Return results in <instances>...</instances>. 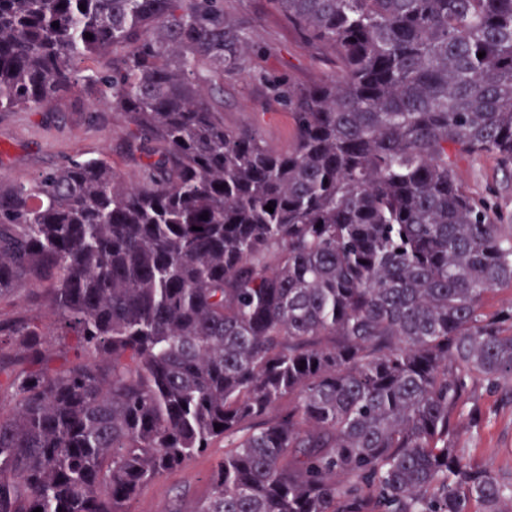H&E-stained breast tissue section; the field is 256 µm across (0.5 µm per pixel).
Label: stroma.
<instances>
[{"mask_svg":"<svg viewBox=\"0 0 512 512\" xmlns=\"http://www.w3.org/2000/svg\"><path fill=\"white\" fill-rule=\"evenodd\" d=\"M224 10L244 23L249 47L246 72L225 78L224 92L216 101L224 111V124L231 129L253 125L268 145L287 148L292 121L287 109L274 100L271 81L328 80L336 73V57L331 49L307 42L274 0H224ZM95 115L96 108L88 100L77 108L46 104L23 112H1L0 182H29L41 171L64 165L79 151L110 157L117 173L132 179L142 159L126 148V119L114 113L101 123ZM457 172L474 194L496 191L503 211L512 214V179L494 156L460 157ZM469 403L482 418L472 426L466 416H458L460 454L497 473L512 474V398L475 381L469 385ZM223 456L224 447L219 444L205 455L186 459L145 485L131 512H170L181 502L205 497L209 474Z\"/></svg>","mask_w":512,"mask_h":512,"instance_id":"1","label":"stroma"}]
</instances>
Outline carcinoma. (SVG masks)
<instances>
[{"instance_id":"carcinoma-1","label":"carcinoma","mask_w":512,"mask_h":512,"mask_svg":"<svg viewBox=\"0 0 512 512\" xmlns=\"http://www.w3.org/2000/svg\"><path fill=\"white\" fill-rule=\"evenodd\" d=\"M276 3L337 68L283 93L285 150L212 103L224 0H0V112L93 97L149 158L0 183V304L73 338L0 320V512H129L221 442L181 512H512L455 448L469 382L512 393V216L455 166L512 167V0ZM32 309L31 312L37 314L45 327L46 331L50 334H57L58 323L56 317L44 307L35 308L31 306L29 300L24 293H19L17 297L9 304L0 305V319H10L19 312H24L26 309Z\"/></svg>"}]
</instances>
